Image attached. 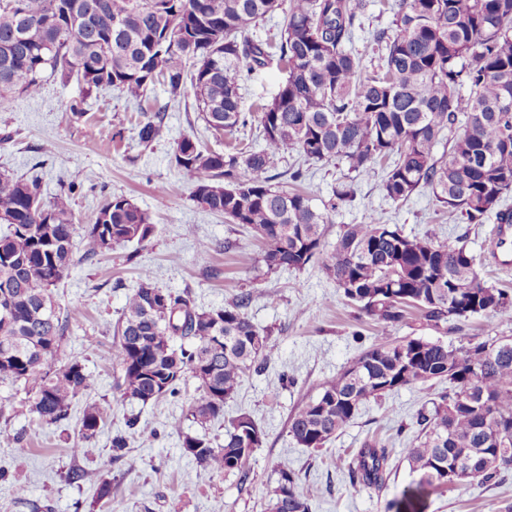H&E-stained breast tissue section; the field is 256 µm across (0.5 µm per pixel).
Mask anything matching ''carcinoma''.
I'll list each match as a JSON object with an SVG mask.
<instances>
[{
	"label": "carcinoma",
	"mask_w": 512,
	"mask_h": 512,
	"mask_svg": "<svg viewBox=\"0 0 512 512\" xmlns=\"http://www.w3.org/2000/svg\"><path fill=\"white\" fill-rule=\"evenodd\" d=\"M364 0H0V108L4 93L36 96L49 68L76 77L86 93L113 89L141 101L157 84L171 100L191 84L207 126L234 134L256 125L259 149L202 148L176 142L172 162L190 179L191 199L251 230L265 243L267 270L321 264L352 306L383 326L360 355L318 395L291 411L288 433L304 448H322L370 402L416 384L448 382L429 400L402 449L417 480L389 500L386 512H421L448 470L471 466L469 481L488 483L512 467V348L497 340L458 347L391 334L411 309L438 328L475 315L512 318V295L487 284L463 240L428 232L407 236L371 214L345 224L332 248L323 226L355 199L353 181L338 184L319 210L310 194L273 185L303 178L277 172L284 154L305 163L341 161L365 176L381 167L380 190L394 204L428 188L437 205L465 224L495 218L512 224V0H395L392 29L373 36L376 71L348 47ZM282 15L278 58L246 34L266 16ZM288 73L272 99L243 111L241 87L271 61ZM161 112L142 113L139 144L160 138ZM442 153H437L438 147ZM0 383L21 385L28 414L52 425L90 389L82 361L58 364L68 320L51 287L75 263L71 191L45 199L40 186L0 173ZM150 218L129 199L102 204L86 225L81 258L150 238ZM241 292L222 308L202 310L185 292L160 288L149 271L126 296L113 330L112 359L125 398L142 404L179 392L189 374L200 397L185 419L206 427L276 350L271 333L245 309ZM483 353V362L474 357ZM108 409L92 401L79 421L77 451L96 452ZM183 453L210 474L249 479L247 462L264 432L248 413L224 426V440L182 432ZM392 449L367 443L349 465L352 482L387 486ZM312 497L283 462L269 491V512H311Z\"/></svg>",
	"instance_id": "obj_1"
}]
</instances>
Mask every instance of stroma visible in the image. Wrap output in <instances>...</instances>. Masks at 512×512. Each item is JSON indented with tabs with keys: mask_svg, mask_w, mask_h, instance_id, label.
I'll return each instance as SVG.
<instances>
[{
	"mask_svg": "<svg viewBox=\"0 0 512 512\" xmlns=\"http://www.w3.org/2000/svg\"><path fill=\"white\" fill-rule=\"evenodd\" d=\"M394 0H367L353 47L366 69L376 59L373 36L390 28ZM166 109L161 137L143 148L136 137L139 111L135 101L118 91L85 95L76 79L61 80L43 72L42 89L34 98L13 94L0 109V173L39 179L44 196L73 187L77 229L93 223L100 205L124 196L147 212L155 226L145 242H130L73 266L54 290L68 316L61 361L79 356L93 377L91 389L72 403L67 420L42 425L27 414L21 387L0 384V398L15 412L10 432L22 440L0 444V508L31 512H268L269 491L280 462H289L312 494L313 512H385L386 503L408 485L413 475L401 450L412 436V422L426 399L421 386L390 394L382 403L364 406L346 429L319 450L298 446L288 434L293 407L318 394L321 384L359 355L363 338L381 327L345 302L320 265L301 271H267L260 262L262 244L253 233L222 215L201 209L190 197L186 176L171 161L175 142L196 138L206 149L223 151L231 137L215 133L201 119L193 94L169 100L163 89L153 93ZM347 172L343 163L311 165L301 183L316 207L327 204L333 187ZM379 175L356 179L354 206L339 209L325 227L327 245H335L342 225L361 223L377 213L398 225L405 235H423L431 228L444 236H465L468 248L483 262L487 284L512 291V269L504 270L490 254L493 222L462 224L436 205L429 190L396 205L383 199ZM208 252H201L200 243ZM157 285L187 292L197 307H223L240 292L253 300L251 321L272 331L276 343L266 372L250 376L224 405L225 418L249 413L266 431V440L249 460L250 480L233 474H203L185 455L171 427L197 433L186 420L188 406L199 398L195 380H187L176 396L143 405L121 397L116 388L120 370L112 363V332L126 296L143 269ZM398 336H420L453 346L469 339L512 337V319L477 316L436 330L410 313L394 330ZM287 375L280 383L279 375ZM107 405L108 419L97 437V452L77 454L79 417L86 402ZM139 423L125 455L113 459L111 438L124 430L129 416ZM394 450L386 488L375 491L349 480L348 465L358 448L372 439ZM82 480H68L70 471ZM112 483V502H98L101 480ZM27 488L28 504H14L16 485ZM425 512H512V469L492 482H463L435 490Z\"/></svg>",
	"mask_w": 512,
	"mask_h": 512,
	"instance_id": "stroma-1",
	"label": "stroma"
}]
</instances>
